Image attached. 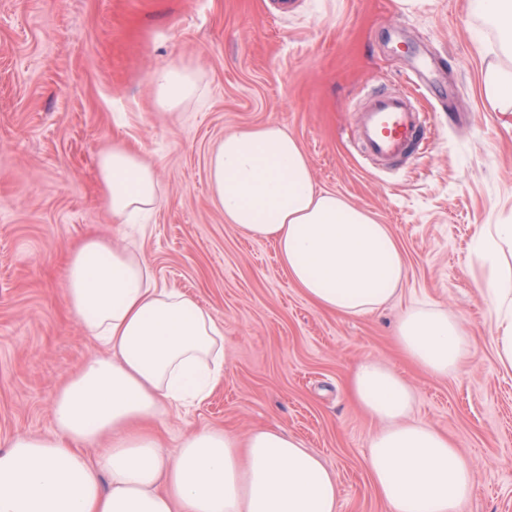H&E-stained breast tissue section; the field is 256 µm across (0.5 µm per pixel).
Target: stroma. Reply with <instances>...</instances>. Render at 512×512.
Listing matches in <instances>:
<instances>
[{
	"mask_svg": "<svg viewBox=\"0 0 512 512\" xmlns=\"http://www.w3.org/2000/svg\"><path fill=\"white\" fill-rule=\"evenodd\" d=\"M291 2L0 0V450L17 435L51 434L57 390L105 353L64 301L67 251L94 234L136 248L224 329V380L168 414V451L197 427L245 434L275 423L336 471L339 512H385L366 468L377 424L345 386L371 359L412 386L417 419L474 460L462 512H512V374L496 365L475 286L486 273L478 235L512 224V112L488 111L481 92L498 34L473 0ZM422 57L446 61L442 90H464L454 115L421 87ZM174 59L197 70L200 95L171 120L150 81ZM372 86L407 92L431 125L428 150L393 171L356 145ZM263 124L298 140L320 189L391 229L409 275L377 312L316 307L271 242L225 223L207 158L226 133ZM115 142L157 167L163 199L144 223H120L102 200L96 161ZM415 302L472 331L476 347L454 377H431L397 352L395 324Z\"/></svg>",
	"mask_w": 512,
	"mask_h": 512,
	"instance_id": "35a3bbf8",
	"label": "stroma"
}]
</instances>
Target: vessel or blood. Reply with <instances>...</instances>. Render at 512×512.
<instances>
[{"instance_id":"vessel-or-blood-1","label":"vessel or blood","mask_w":512,"mask_h":512,"mask_svg":"<svg viewBox=\"0 0 512 512\" xmlns=\"http://www.w3.org/2000/svg\"><path fill=\"white\" fill-rule=\"evenodd\" d=\"M428 142V125L405 93L376 89L360 107L357 145L366 158H410Z\"/></svg>"}]
</instances>
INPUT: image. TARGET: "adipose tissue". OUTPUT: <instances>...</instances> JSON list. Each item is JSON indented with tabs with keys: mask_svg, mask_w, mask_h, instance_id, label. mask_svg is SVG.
I'll return each mask as SVG.
<instances>
[{
	"mask_svg": "<svg viewBox=\"0 0 512 512\" xmlns=\"http://www.w3.org/2000/svg\"><path fill=\"white\" fill-rule=\"evenodd\" d=\"M498 32L502 65L482 91L494 112H512V0H477ZM156 102L175 113L198 95L185 62L151 76ZM210 190L226 223L273 241L290 279L317 307L343 317L378 310L408 276L388 225L319 189L299 142L275 124L226 134L208 157ZM97 178L113 217L152 211L162 198L156 167L112 145ZM487 276L475 286L493 321L496 363L512 372V224L494 225ZM65 301L108 351L57 392L54 430L18 435L0 450V512H338L334 470L279 427L247 436L200 427L167 451L157 424L205 400L224 378V330L181 289L157 280L130 247L90 238L69 255ZM401 351L428 375H454L475 339L458 316L413 304L397 327ZM351 398L381 427L367 467L387 512H460L473 495L474 464L448 436L413 418L415 395L377 361L356 366Z\"/></svg>",
	"mask_w": 512,
	"mask_h": 512,
	"instance_id": "1",
	"label": "adipose tissue"
}]
</instances>
